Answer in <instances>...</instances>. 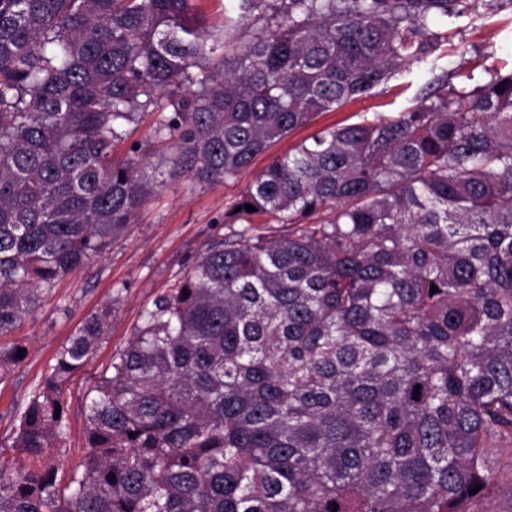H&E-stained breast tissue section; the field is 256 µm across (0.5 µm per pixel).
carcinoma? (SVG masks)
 Wrapping results in <instances>:
<instances>
[{
	"mask_svg": "<svg viewBox=\"0 0 512 512\" xmlns=\"http://www.w3.org/2000/svg\"><path fill=\"white\" fill-rule=\"evenodd\" d=\"M478 4L226 0L205 31L197 0H0V337L161 185L150 154L115 155L127 125L156 116L170 175L233 181L435 63L437 22ZM486 74L466 91L444 72L408 111L273 158L229 217L288 233L213 240L153 300L86 395L69 474L47 453L63 386L112 308L87 317L0 445L31 460L0 465V512H492L512 452V70ZM21 348L0 343V375Z\"/></svg>",
	"mask_w": 512,
	"mask_h": 512,
	"instance_id": "carcinoma-1",
	"label": "carcinoma"
}]
</instances>
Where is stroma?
Wrapping results in <instances>:
<instances>
[{"label":"stroma","instance_id":"stroma-1","mask_svg":"<svg viewBox=\"0 0 512 512\" xmlns=\"http://www.w3.org/2000/svg\"><path fill=\"white\" fill-rule=\"evenodd\" d=\"M439 55L436 67L413 65L379 94L323 113L313 125L294 131L269 153L258 156L251 169L232 182L199 185L184 177L168 176L172 142L156 143L153 162L166 174L158 192L141 208L134 223L99 254L40 290L31 313L12 334V341L25 346L26 355L0 376V443H11L16 409L25 403L58 350L88 316L108 305L112 319L106 339L84 370L64 386L68 408L65 443L51 453L64 470L79 469L86 452L84 406L95 377L113 354L128 344L143 310L186 275L211 240L234 232L224 214L271 157L287 153L315 130L352 123L363 116L406 111L432 80L433 69L446 71L452 83L467 88L473 80L483 78L484 67L512 70V8L479 10L459 34L449 35Z\"/></svg>","mask_w":512,"mask_h":512}]
</instances>
